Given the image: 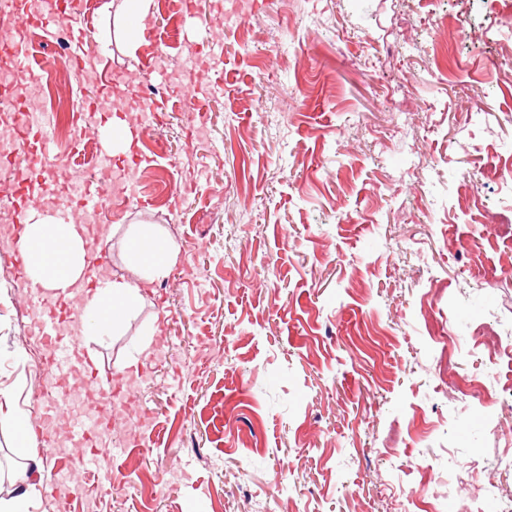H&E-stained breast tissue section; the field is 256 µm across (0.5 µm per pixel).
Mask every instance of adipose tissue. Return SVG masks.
Instances as JSON below:
<instances>
[{"label": "adipose tissue", "mask_w": 512, "mask_h": 512, "mask_svg": "<svg viewBox=\"0 0 512 512\" xmlns=\"http://www.w3.org/2000/svg\"><path fill=\"white\" fill-rule=\"evenodd\" d=\"M27 240L40 242L54 239L65 243V262L57 264L39 252L30 253L26 266L29 277L42 281L53 288L60 281L78 283L85 273L87 261L85 241L76 224H56L42 217L40 211H31L25 222ZM127 250L135 266L131 278L113 282L107 298L86 294L82 297L85 312L96 314L105 327L116 324L117 310H128L143 300L152 283L167 275L173 248L161 234L138 230L127 240Z\"/></svg>", "instance_id": "adipose-tissue-1"}]
</instances>
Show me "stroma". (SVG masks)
<instances>
[{
	"label": "stroma",
	"instance_id": "35a3bbf8",
	"mask_svg": "<svg viewBox=\"0 0 512 512\" xmlns=\"http://www.w3.org/2000/svg\"><path fill=\"white\" fill-rule=\"evenodd\" d=\"M103 0H86L97 89L120 81L150 104L138 199L111 196L99 243L107 277L132 275L131 228L162 230L165 278L117 329L87 335L100 379L132 373L112 422L123 482L99 512H472L479 487L512 498V235L492 169L512 164V6L488 0H216L195 14L153 0L136 50ZM108 42L100 53V42ZM205 85L185 112L170 72ZM58 88L41 106L66 151ZM162 144L164 156L153 153ZM0 251V391L32 411L40 381L28 307ZM165 311L159 335L147 321ZM152 357L126 370L138 349ZM482 389L490 406L472 397ZM60 432L27 438L0 416V458L43 483L29 512H80L78 458Z\"/></svg>",
	"mask_w": 512,
	"mask_h": 512
}]
</instances>
